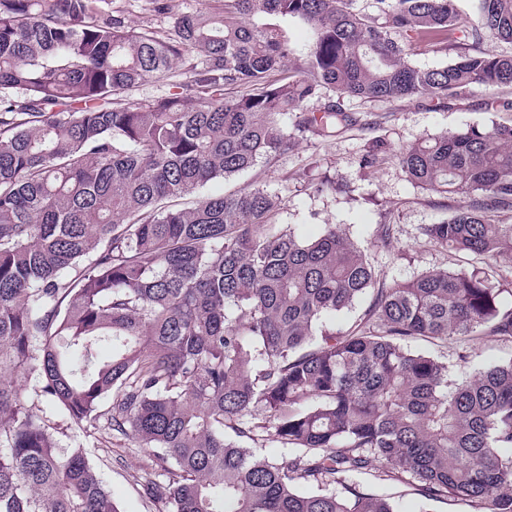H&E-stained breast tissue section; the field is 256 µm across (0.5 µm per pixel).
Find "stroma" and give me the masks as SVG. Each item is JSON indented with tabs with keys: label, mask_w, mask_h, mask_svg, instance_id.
<instances>
[{
	"label": "stroma",
	"mask_w": 512,
	"mask_h": 512,
	"mask_svg": "<svg viewBox=\"0 0 512 512\" xmlns=\"http://www.w3.org/2000/svg\"><path fill=\"white\" fill-rule=\"evenodd\" d=\"M169 12L156 14L150 0H113L134 28L167 30L173 18L195 11L201 0H168ZM507 100V107L487 109L493 97ZM346 111L359 116L360 125L325 136L314 130L295 135L296 144L287 154L259 163L247 173L209 182L207 195H221L247 186H265L279 197V221L305 237L319 235L328 224L342 225L350 238L374 261L385 282L404 280L435 268H466V257L429 243L420 233L424 224L449 218L451 209L435 196L416 187L402 171L396 155L404 147L425 138L451 133L469 126L512 125V88L497 91L472 85L464 96L449 99L434 109L413 100L398 103H363L344 99ZM381 144L384 161L372 166L362 157L373 144ZM317 167L332 188L316 192L304 173ZM393 226V241L382 245L375 237L381 218ZM451 377H461L490 363L512 358V344L476 338L465 347L449 344L441 349ZM43 418L52 427L60 446L83 445L121 512H157L139 484L152 461L134 440L112 432L106 422L80 429L53 408ZM374 490L392 495L397 512H477L473 503L457 500L428 501L408 485L393 481L379 471L362 475Z\"/></svg>",
	"instance_id": "obj_1"
}]
</instances>
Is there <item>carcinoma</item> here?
I'll return each instance as SVG.
<instances>
[{
	"instance_id": "1",
	"label": "carcinoma",
	"mask_w": 512,
	"mask_h": 512,
	"mask_svg": "<svg viewBox=\"0 0 512 512\" xmlns=\"http://www.w3.org/2000/svg\"><path fill=\"white\" fill-rule=\"evenodd\" d=\"M111 2L0 0V372L30 383L27 401L0 380V512H120L44 402L134 439L158 512H396L359 480L378 467L428 501L512 512V359L451 379L408 346L512 343L497 272L512 262V126L396 155L417 187L466 197L421 230L467 270L387 285L340 226L305 240L278 223L265 187L197 196L293 149L290 112L299 131H334L356 122L345 97L438 107L512 87V55L481 49L512 43V0H479L475 20L454 0H222L164 34ZM261 16L310 25L309 54ZM415 38L453 61L412 65ZM181 64L180 92L126 99ZM368 295L362 319L328 328ZM267 435L273 459L254 448Z\"/></svg>"
}]
</instances>
